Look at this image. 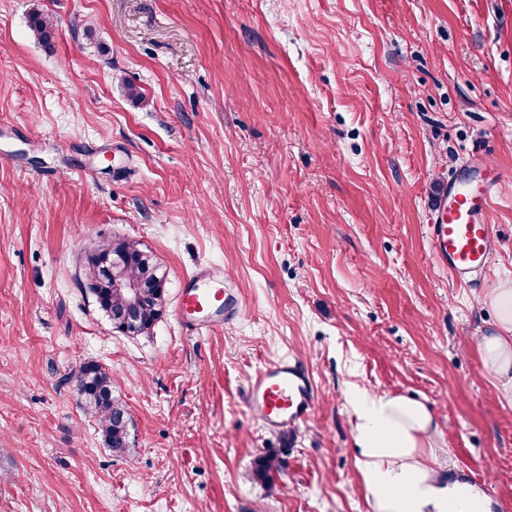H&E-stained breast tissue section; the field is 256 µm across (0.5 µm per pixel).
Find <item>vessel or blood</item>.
<instances>
[{"instance_id":"1","label":"vessel or blood","mask_w":512,"mask_h":512,"mask_svg":"<svg viewBox=\"0 0 512 512\" xmlns=\"http://www.w3.org/2000/svg\"><path fill=\"white\" fill-rule=\"evenodd\" d=\"M494 199L493 184L467 171L449 181L438 199L428 238L435 261L457 283H474L486 272L497 246L491 227ZM230 307L222 283L199 273L183 288L179 320L186 331L202 335L216 327ZM317 401L309 371L291 357L260 368L247 394L252 415L271 433L305 424Z\"/></svg>"}]
</instances>
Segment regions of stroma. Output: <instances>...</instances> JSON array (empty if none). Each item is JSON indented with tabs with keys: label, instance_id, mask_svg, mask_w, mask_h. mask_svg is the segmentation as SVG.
<instances>
[{
	"label": "stroma",
	"instance_id": "obj_1",
	"mask_svg": "<svg viewBox=\"0 0 512 512\" xmlns=\"http://www.w3.org/2000/svg\"><path fill=\"white\" fill-rule=\"evenodd\" d=\"M463 164L496 183L497 251L470 285L426 233ZM112 237L168 273L148 335L82 286ZM206 270L236 306L197 336L175 312ZM505 280L512 0H0V512H371L356 388L431 405L449 475L502 512L512 404L477 344ZM284 356L320 401L270 433L247 392ZM87 360L128 408L129 455L73 397ZM263 455L282 462L269 488ZM30 29L41 44L51 45L54 38L55 24L50 17L33 12L30 19ZM281 461H277L275 456H267L259 458L254 465L252 470V478L255 481L263 483L268 487L272 486L273 473L279 472L281 469Z\"/></svg>",
	"mask_w": 512,
	"mask_h": 512
}]
</instances>
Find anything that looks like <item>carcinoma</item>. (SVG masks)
<instances>
[{
  "instance_id": "cac0c4a2",
  "label": "carcinoma",
  "mask_w": 512,
  "mask_h": 512,
  "mask_svg": "<svg viewBox=\"0 0 512 512\" xmlns=\"http://www.w3.org/2000/svg\"><path fill=\"white\" fill-rule=\"evenodd\" d=\"M30 29L44 45H51L55 24L43 14L34 12ZM112 265V277L120 281H132L142 285L145 305L134 322H126L121 314L126 308V296L109 287L105 266ZM83 286L94 297L98 308L112 322L117 332L137 336L148 332L162 317L166 307L167 275L160 263L149 252L140 248L134 240L115 237L97 246L94 257L85 258ZM76 382L75 395L79 408L94 421L107 448L123 455L133 447L131 418L127 408L112 395V377L108 370L96 361L81 364L72 374ZM281 469V462L274 456L258 459L252 470V478L272 486L273 473Z\"/></svg>"
}]
</instances>
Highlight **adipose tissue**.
Returning <instances> with one entry per match:
<instances>
[{
	"label": "adipose tissue",
	"mask_w": 512,
	"mask_h": 512,
	"mask_svg": "<svg viewBox=\"0 0 512 512\" xmlns=\"http://www.w3.org/2000/svg\"><path fill=\"white\" fill-rule=\"evenodd\" d=\"M489 301L498 323L480 340L482 361L512 403V282L492 288ZM351 402L354 460L371 512H490L482 494L468 482L449 480L447 463L433 454L438 424L430 405L361 391L352 393Z\"/></svg>",
	"instance_id": "ef3b65f1"
}]
</instances>
